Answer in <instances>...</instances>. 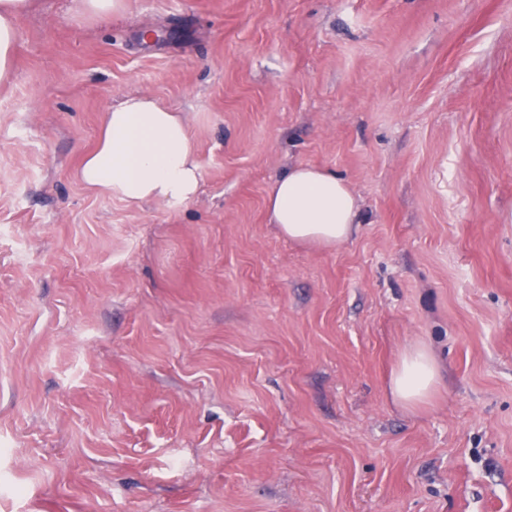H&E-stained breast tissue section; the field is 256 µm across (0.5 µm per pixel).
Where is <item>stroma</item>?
Here are the masks:
<instances>
[{
  "instance_id": "35a3bbf8",
  "label": "stroma",
  "mask_w": 512,
  "mask_h": 512,
  "mask_svg": "<svg viewBox=\"0 0 512 512\" xmlns=\"http://www.w3.org/2000/svg\"><path fill=\"white\" fill-rule=\"evenodd\" d=\"M183 113L180 204L87 188ZM343 175L333 249L268 224ZM430 403L387 395L410 344ZM0 512H512V0H38L0 85ZM76 11L79 15L94 21H106L120 14L123 0H75ZM79 175L88 187L129 205L190 200L202 179L183 118L145 93L105 110L98 144L84 156ZM268 224L297 244L334 248L361 224L360 208L347 180L336 171L296 165L272 186L266 200ZM440 382V368L429 349L421 343L409 346L393 368L388 395L407 410L429 403Z\"/></svg>"
}]
</instances>
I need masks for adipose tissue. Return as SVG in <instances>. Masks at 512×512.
<instances>
[{"mask_svg":"<svg viewBox=\"0 0 512 512\" xmlns=\"http://www.w3.org/2000/svg\"><path fill=\"white\" fill-rule=\"evenodd\" d=\"M32 6V0H0V83L12 71L15 20ZM79 175L88 187L131 205L184 202L201 185L183 118L145 93L106 109L98 144L84 156ZM266 213L285 239L319 248L337 247L361 222L347 180L334 170L308 165L292 167L273 184ZM439 382L434 356L417 343L402 353L387 391L394 403L415 410L429 403Z\"/></svg>","mask_w":512,"mask_h":512,"instance_id":"obj_1","label":"adipose tissue"}]
</instances>
